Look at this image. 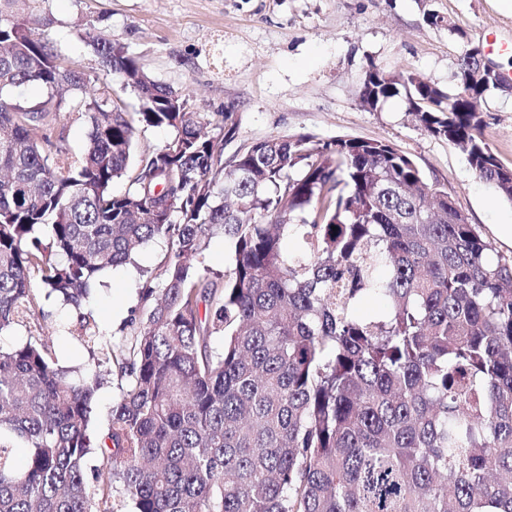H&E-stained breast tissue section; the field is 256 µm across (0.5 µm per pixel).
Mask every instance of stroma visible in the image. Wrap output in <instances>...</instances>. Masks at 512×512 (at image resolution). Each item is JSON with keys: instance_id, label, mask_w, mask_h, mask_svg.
Listing matches in <instances>:
<instances>
[{"instance_id": "stroma-1", "label": "stroma", "mask_w": 512, "mask_h": 512, "mask_svg": "<svg viewBox=\"0 0 512 512\" xmlns=\"http://www.w3.org/2000/svg\"><path fill=\"white\" fill-rule=\"evenodd\" d=\"M40 12L51 20L41 33L61 58L89 75L91 91L110 95L125 111L139 110L135 92L101 70L78 24L94 23L126 44L154 80L186 97L201 118L232 113L237 128L225 156L286 136L385 142L448 192L494 253L512 257V203L479 179L447 140L422 131L404 96L374 111L359 102L372 66L415 73L455 93L468 44L488 33L512 41V8L503 0H42ZM479 109L486 143L512 168V92L487 91ZM168 257L166 243L147 242L134 264L105 271L78 309L39 299L34 317L0 333V347L72 325L80 312L94 319L108 343L123 341L140 306L139 283Z\"/></svg>"}]
</instances>
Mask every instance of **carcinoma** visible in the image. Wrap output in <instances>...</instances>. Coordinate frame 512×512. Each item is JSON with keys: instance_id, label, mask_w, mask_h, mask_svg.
<instances>
[{"instance_id": "cac0c4a2", "label": "carcinoma", "mask_w": 512, "mask_h": 512, "mask_svg": "<svg viewBox=\"0 0 512 512\" xmlns=\"http://www.w3.org/2000/svg\"><path fill=\"white\" fill-rule=\"evenodd\" d=\"M36 2L0 0V333L35 312V274L79 310L68 334L93 355L90 285L151 239L170 256L106 354L125 380L106 433L91 431L98 375L42 340L0 348V512H114L117 495L133 512H512V258L382 141L278 137L223 161L232 113L200 119L87 23L81 40L139 99L132 118L34 34ZM478 67L466 49L458 83L477 98ZM374 75L362 103L405 91L421 129L512 203L462 87ZM25 85L39 102L12 98ZM72 116L89 127L79 154L58 134ZM138 124L176 134L137 154ZM374 294L388 309L360 316ZM230 250L227 241L221 235L214 236L206 250L208 265L215 271L224 273L229 266Z\"/></svg>"}]
</instances>
